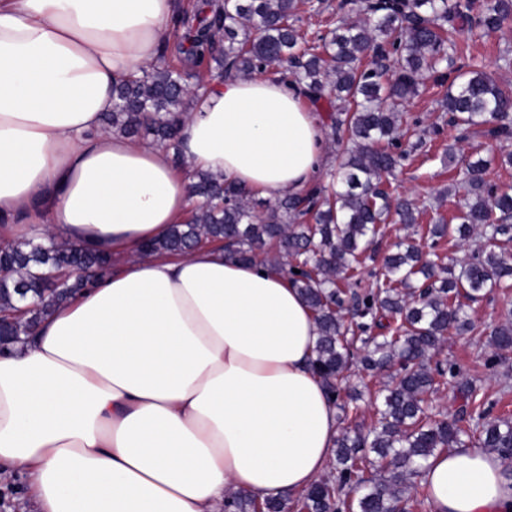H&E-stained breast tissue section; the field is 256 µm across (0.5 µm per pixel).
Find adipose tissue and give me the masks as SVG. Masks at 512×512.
<instances>
[{"label":"adipose tissue","mask_w":512,"mask_h":512,"mask_svg":"<svg viewBox=\"0 0 512 512\" xmlns=\"http://www.w3.org/2000/svg\"><path fill=\"white\" fill-rule=\"evenodd\" d=\"M178 0H0V223L112 253V276L0 353V482L38 512H220L227 492L297 495L340 432L311 359L314 314L277 269L216 245L139 254L194 200L171 151L103 130L112 87L158 63ZM180 151L255 196L304 193L328 165L319 116L274 76L208 79ZM432 512H512L476 447L428 461Z\"/></svg>","instance_id":"obj_1"}]
</instances>
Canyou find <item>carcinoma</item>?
<instances>
[{"mask_svg": "<svg viewBox=\"0 0 512 512\" xmlns=\"http://www.w3.org/2000/svg\"><path fill=\"white\" fill-rule=\"evenodd\" d=\"M323 0H198L182 11L188 28L177 60L161 50L158 63L119 81L105 128L173 151L179 165L181 129L191 106L192 63L211 77L244 79L273 70L327 105L326 140L337 148L329 183L274 202L247 195L207 172L189 185L203 199L189 219L142 246L141 252L185 253L221 244L246 262L291 277L315 315L313 369L333 396L342 424L326 476L303 494L257 501L229 492L224 512H406L424 464L449 448L475 446L512 466V419L489 418L480 388L452 363L433 361L448 332L476 329L466 311L496 288H512V188L487 179L493 159L448 155L454 191L463 203L449 224L428 225L431 251L410 236L395 244L381 268L366 270L381 225L418 223L423 211L386 190L425 135L404 127L406 104L427 74L455 72L441 100L452 126L476 135L494 123L500 161L512 165V90L482 69L456 65L460 31L499 30L512 21V0H341L343 15L327 33L308 35L302 15H320ZM475 236L480 245L463 261L443 262L442 240ZM114 262L92 248L54 237L0 240V336L21 340L54 306L112 275ZM55 273L68 275L60 286ZM28 300L24 320H9ZM490 368L512 351V320L490 332ZM387 374L382 401L368 431L351 426L362 391L351 376ZM456 387L461 405L448 419L426 411L437 386Z\"/></svg>", "mask_w": 512, "mask_h": 512, "instance_id": "obj_1", "label": "carcinoma"}]
</instances>
